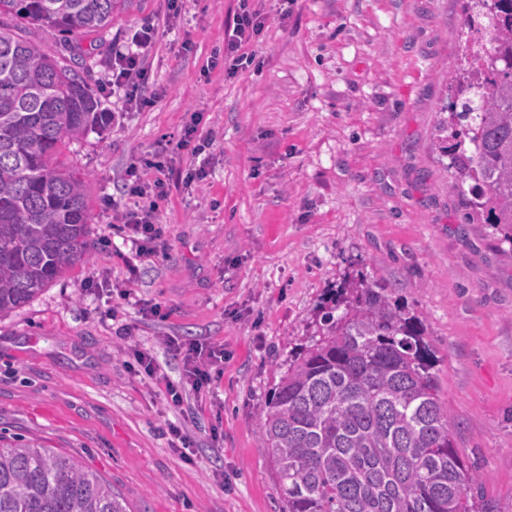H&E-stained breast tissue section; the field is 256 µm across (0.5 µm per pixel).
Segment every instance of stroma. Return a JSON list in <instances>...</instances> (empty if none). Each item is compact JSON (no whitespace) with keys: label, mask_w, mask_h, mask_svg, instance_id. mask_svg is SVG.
Returning a JSON list of instances; mask_svg holds the SVG:
<instances>
[{"label":"stroma","mask_w":512,"mask_h":512,"mask_svg":"<svg viewBox=\"0 0 512 512\" xmlns=\"http://www.w3.org/2000/svg\"><path fill=\"white\" fill-rule=\"evenodd\" d=\"M238 4L183 0L174 24L167 0H118L104 32L77 35L115 115L59 157L88 179L90 256L0 316V436L68 455L128 512H285L260 423L335 289L364 276L422 319L455 444L484 477L479 508L512 512V244L466 223L437 145L463 0H254L256 58L230 75L211 61ZM147 21L157 98L129 111L109 83L112 44ZM194 119L195 153L177 147ZM154 152L172 166L164 249L140 258L112 206ZM167 336L224 351L178 411L165 381L128 368L147 349L178 380ZM177 420L187 461L166 433Z\"/></svg>","instance_id":"stroma-1"}]
</instances>
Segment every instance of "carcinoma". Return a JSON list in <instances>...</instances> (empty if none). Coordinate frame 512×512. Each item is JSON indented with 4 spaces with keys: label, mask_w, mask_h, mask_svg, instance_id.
<instances>
[{
    "label": "carcinoma",
    "mask_w": 512,
    "mask_h": 512,
    "mask_svg": "<svg viewBox=\"0 0 512 512\" xmlns=\"http://www.w3.org/2000/svg\"><path fill=\"white\" fill-rule=\"evenodd\" d=\"M115 4L0 0V315L90 255L85 175L55 156L64 139L111 119L82 56H50L2 18L46 25L66 42L104 29ZM490 4H464L465 26L484 36L467 45L452 122L439 124L438 141L465 210L512 242V0ZM323 322L281 376L260 426L286 512H476L469 489L481 476L455 448L422 319L361 277ZM0 512L126 507L71 457L16 444L0 447Z\"/></svg>",
    "instance_id": "obj_1"
}]
</instances>
